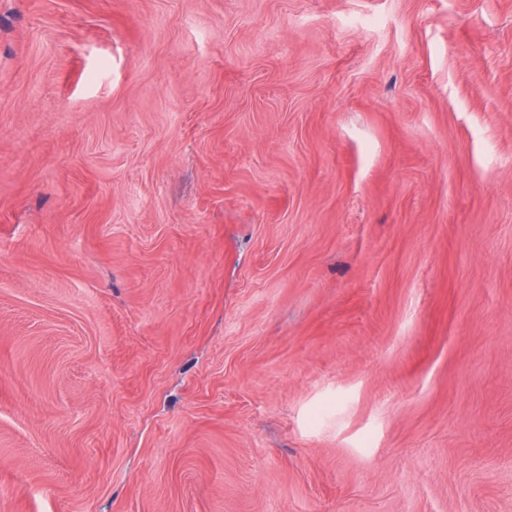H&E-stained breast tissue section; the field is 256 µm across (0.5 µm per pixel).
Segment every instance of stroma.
I'll list each match as a JSON object with an SVG mask.
<instances>
[{
	"mask_svg": "<svg viewBox=\"0 0 512 512\" xmlns=\"http://www.w3.org/2000/svg\"><path fill=\"white\" fill-rule=\"evenodd\" d=\"M0 512H512V0H0Z\"/></svg>",
	"mask_w": 512,
	"mask_h": 512,
	"instance_id": "1",
	"label": "stroma"
}]
</instances>
